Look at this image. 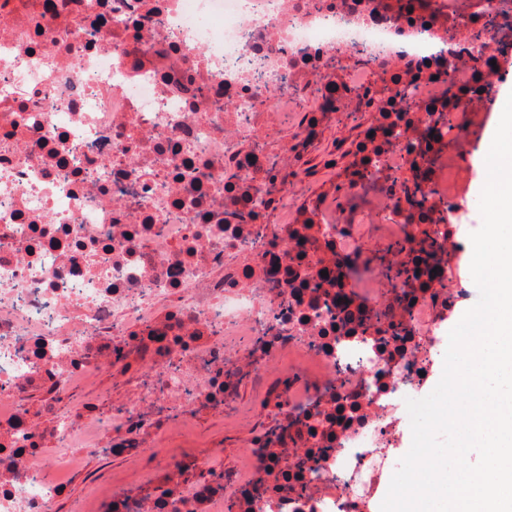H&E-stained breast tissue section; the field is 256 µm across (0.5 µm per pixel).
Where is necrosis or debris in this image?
Masks as SVG:
<instances>
[{
	"instance_id": "1",
	"label": "necrosis or debris",
	"mask_w": 512,
	"mask_h": 512,
	"mask_svg": "<svg viewBox=\"0 0 512 512\" xmlns=\"http://www.w3.org/2000/svg\"><path fill=\"white\" fill-rule=\"evenodd\" d=\"M505 13L512 0H0V512H57L103 448L156 464L92 512H369L466 297L457 266L427 257L466 247L437 161L447 146L467 165L466 105L499 57L471 33ZM340 44L359 57L331 76ZM384 78L394 101L375 96ZM348 110L373 121L343 179L298 200L293 173ZM369 205L405 262L386 292ZM194 412L245 427L232 464L161 458L158 429Z\"/></svg>"
}]
</instances>
